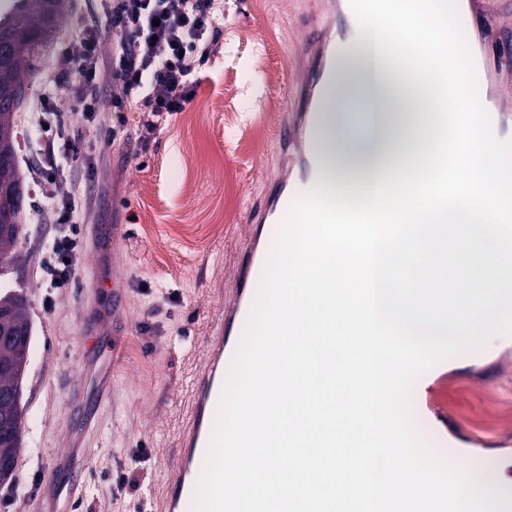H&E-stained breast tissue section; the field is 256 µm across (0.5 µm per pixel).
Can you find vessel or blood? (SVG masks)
Wrapping results in <instances>:
<instances>
[{
    "label": "vessel or blood",
    "mask_w": 512,
    "mask_h": 512,
    "mask_svg": "<svg viewBox=\"0 0 512 512\" xmlns=\"http://www.w3.org/2000/svg\"><path fill=\"white\" fill-rule=\"evenodd\" d=\"M495 0H457V9L475 67L480 100L488 111L493 131L500 140H512V68L489 65L488 47L512 41V23L499 18ZM319 10L330 17L329 25L316 28L312 47L298 65L299 77L290 85L293 104L288 121L279 130V143L287 160L288 174L251 207V246L233 275V296L222 306L211 336L204 343V363L190 384L191 408L187 425L177 439V451L169 468L171 477L162 499L163 512H193L201 468L207 457L220 401L248 324L268 260L266 244L278 234L297 203L312 189L322 186L320 127L325 112H345L357 104L356 95L337 74L336 57L353 51L372 61L384 76L401 78L377 48L361 33L350 0H318ZM457 465L481 474L497 470L499 457H456ZM79 463L46 471V483L66 490L75 499L82 489Z\"/></svg>",
    "instance_id": "vessel-or-blood-1"
}]
</instances>
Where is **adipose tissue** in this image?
<instances>
[{
	"label": "adipose tissue",
	"mask_w": 512,
	"mask_h": 512,
	"mask_svg": "<svg viewBox=\"0 0 512 512\" xmlns=\"http://www.w3.org/2000/svg\"><path fill=\"white\" fill-rule=\"evenodd\" d=\"M339 69L344 83L354 86L369 102L380 104L381 109L374 114L368 139L361 143L349 138L335 117L327 118L322 137L328 179L341 177L353 167L375 172L378 163L393 154L403 159L399 174L404 180L419 177L431 161L434 143L423 137L422 119L410 112L412 95L406 87L378 82L355 57H343Z\"/></svg>",
	"instance_id": "1"
}]
</instances>
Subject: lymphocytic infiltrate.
Masks as SVG:
<instances>
[{"label": "lymphocytic infiltrate", "instance_id": "f902f5d3", "mask_svg": "<svg viewBox=\"0 0 512 512\" xmlns=\"http://www.w3.org/2000/svg\"><path fill=\"white\" fill-rule=\"evenodd\" d=\"M94 19L83 21L60 52L67 74L49 80L37 95L36 140L40 156L39 184L56 181L65 170L92 179L91 155L82 143L65 139L70 125L58 101L72 102L85 122L98 113L122 112L138 103L143 118L136 132L113 126L111 135L148 143L163 117L184 111L196 95L201 69L219 53L224 28V0H96ZM112 54L102 58L103 42ZM117 94L104 97V85ZM76 242L53 238L46 246L45 271L51 287H66L72 274Z\"/></svg>", "mask_w": 512, "mask_h": 512}]
</instances>
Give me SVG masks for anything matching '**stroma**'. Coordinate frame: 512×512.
Wrapping results in <instances>:
<instances>
[{
	"label": "stroma",
	"mask_w": 512,
	"mask_h": 512,
	"mask_svg": "<svg viewBox=\"0 0 512 512\" xmlns=\"http://www.w3.org/2000/svg\"><path fill=\"white\" fill-rule=\"evenodd\" d=\"M221 51L206 65L195 98L169 116L148 147L118 150L106 131L141 114L100 113L94 124L72 114L69 136L90 147L98 167L94 207L85 223H51L32 171L33 102L17 121L27 136L19 172L27 193L13 264L0 268V290L24 294L31 327L21 384L24 442L13 486L0 489V512H54L65 496L44 484V470L71 461L84 467L82 497L67 512H133L140 490L118 488L131 468L149 475L153 508H161L165 464L176 451L190 380L203 360L204 338L248 246L246 209L280 169L278 129L285 117L291 55L313 25L310 0H229ZM99 224L126 227L128 253L119 271L127 288L129 327L116 341L112 399L83 429L95 397L98 354L86 339L91 273L111 254L91 245ZM79 243L69 287H50L45 246L60 232ZM448 411L449 434L472 454H503L495 483L512 487V339L496 336L483 355L440 367L432 393Z\"/></svg>",
	"instance_id": "35a3bbf8"
}]
</instances>
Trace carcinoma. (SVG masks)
<instances>
[{"instance_id": "obj_1", "label": "carcinoma", "mask_w": 512, "mask_h": 512, "mask_svg": "<svg viewBox=\"0 0 512 512\" xmlns=\"http://www.w3.org/2000/svg\"><path fill=\"white\" fill-rule=\"evenodd\" d=\"M68 0H14L0 12V37L8 41L7 54L0 56V267L13 260L12 249L21 234L18 216L24 207L16 169V112L25 98L24 77L39 71L40 54L53 44ZM0 311L8 322L31 333L26 302L21 294H0ZM30 340L0 343V395L10 392L19 372L26 367ZM0 460L15 459L21 448L18 414L13 404L0 398Z\"/></svg>"}]
</instances>
